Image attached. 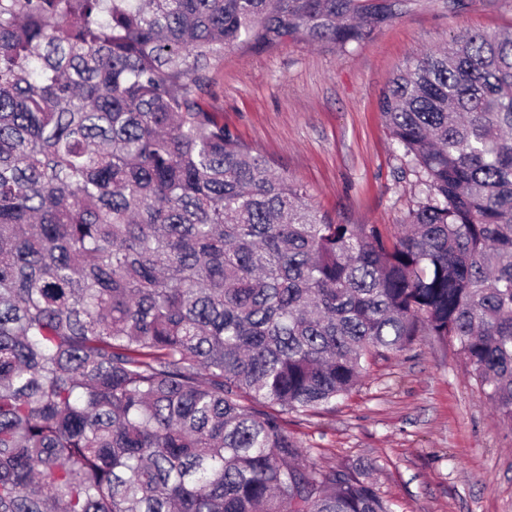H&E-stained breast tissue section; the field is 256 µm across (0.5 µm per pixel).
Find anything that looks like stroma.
Masks as SVG:
<instances>
[{
	"mask_svg": "<svg viewBox=\"0 0 512 512\" xmlns=\"http://www.w3.org/2000/svg\"><path fill=\"white\" fill-rule=\"evenodd\" d=\"M409 0L364 43L340 50L301 39L234 49L202 95L210 111L275 171L305 185L342 224L403 223L418 197L379 99L411 58L462 31H512V0ZM308 464L369 465L393 512H512V428L482 394L456 343L430 336L372 363L326 411L290 414Z\"/></svg>",
	"mask_w": 512,
	"mask_h": 512,
	"instance_id": "35a3bbf8",
	"label": "stroma"
}]
</instances>
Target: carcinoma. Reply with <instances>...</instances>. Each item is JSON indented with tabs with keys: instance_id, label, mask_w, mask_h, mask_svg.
Here are the masks:
<instances>
[{
	"instance_id": "carcinoma-1",
	"label": "carcinoma",
	"mask_w": 512,
	"mask_h": 512,
	"mask_svg": "<svg viewBox=\"0 0 512 512\" xmlns=\"http://www.w3.org/2000/svg\"><path fill=\"white\" fill-rule=\"evenodd\" d=\"M405 0H0V512H392L286 428L421 336L512 427V35L380 98L423 186L338 224L201 94L224 52L346 49Z\"/></svg>"
}]
</instances>
